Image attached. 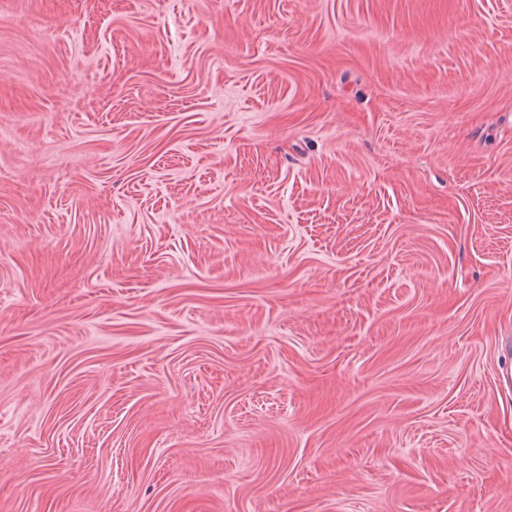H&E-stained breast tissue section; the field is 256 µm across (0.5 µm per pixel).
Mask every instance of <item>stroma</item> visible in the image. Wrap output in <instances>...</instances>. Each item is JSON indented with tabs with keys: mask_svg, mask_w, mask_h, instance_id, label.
<instances>
[{
	"mask_svg": "<svg viewBox=\"0 0 512 512\" xmlns=\"http://www.w3.org/2000/svg\"><path fill=\"white\" fill-rule=\"evenodd\" d=\"M512 0H0V512H512Z\"/></svg>",
	"mask_w": 512,
	"mask_h": 512,
	"instance_id": "1",
	"label": "stroma"
}]
</instances>
